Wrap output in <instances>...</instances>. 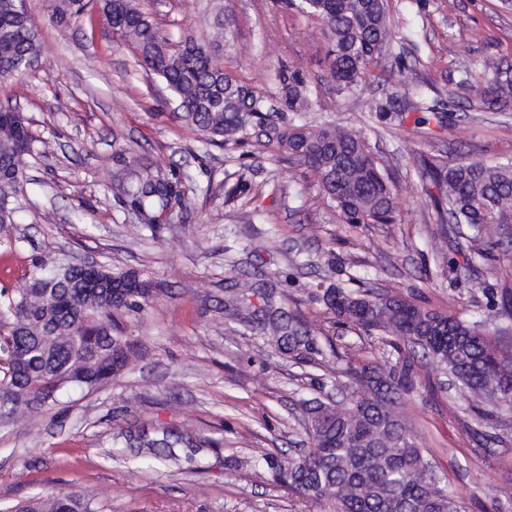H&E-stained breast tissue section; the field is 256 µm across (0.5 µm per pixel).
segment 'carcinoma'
Instances as JSON below:
<instances>
[{
	"mask_svg": "<svg viewBox=\"0 0 512 512\" xmlns=\"http://www.w3.org/2000/svg\"><path fill=\"white\" fill-rule=\"evenodd\" d=\"M285 9L317 17L332 42L329 55L336 91L363 92L370 69L396 38L388 0H281ZM112 25L135 45L141 66L158 75L178 103L179 119L204 133L214 144L243 148L256 141L275 145L288 157L310 167L319 190L343 224H393L396 186L391 173L358 132L333 122L318 125L287 117L312 107L308 80L297 68L279 66L277 99L254 91L240 79L215 68L205 45L187 40L177 48L152 17L133 0H103ZM41 46L32 23L20 18L15 0H0V78L15 75V60L38 55ZM402 90L374 99L370 111L378 120L402 126L413 118L416 131L440 120L426 102L425 84L416 70L399 71ZM472 99L488 112L512 107V66L484 62L467 85ZM31 140L26 125L0 119V159L9 162L20 144ZM421 178L437 189L433 196L439 224H464L468 248L500 244L501 227L512 224V162L487 164L462 158L447 163L423 160ZM15 188L8 173L0 175V205L15 211ZM127 205L141 224L151 227L163 214L191 206L183 178L174 170L142 164L123 188ZM105 277L132 276L138 287L122 295L103 289L85 296L67 288L74 279L70 264L49 270L32 261L24 284L0 290V332L25 356L16 367L0 366V418L15 415V404L34 409L57 401L68 387L95 389L123 372L136 349L115 330L114 317L142 310L158 291L134 269L103 266ZM255 283L240 280L224 301L232 322L253 323L279 349L309 345V331L285 309L274 288L260 292L263 305L249 297ZM338 321L367 333L398 336L420 347L438 367L450 373L457 398L469 406L503 404L512 409V387L502 384L500 357L512 355V326L496 327L499 348L486 340L490 318L469 320L440 312L400 296L330 285L315 292ZM415 366L402 353L382 365L352 374L356 389L346 403L320 402L310 408V448L284 463L266 460L286 487L330 507V512H461L459 501L441 485L425 451L409 435L398 411V399L415 386ZM126 447L177 463L178 448H205L214 441L181 425L146 426L117 434ZM12 512H99L97 502L78 491L32 498Z\"/></svg>",
	"mask_w": 512,
	"mask_h": 512,
	"instance_id": "carcinoma-1",
	"label": "carcinoma"
}]
</instances>
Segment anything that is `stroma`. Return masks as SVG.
I'll return each mask as SVG.
<instances>
[{"label":"stroma","instance_id":"1","mask_svg":"<svg viewBox=\"0 0 512 512\" xmlns=\"http://www.w3.org/2000/svg\"><path fill=\"white\" fill-rule=\"evenodd\" d=\"M53 21L58 0H26L40 61L0 81V106L26 118L31 150L11 224L0 228V288L20 285L33 259L133 268L159 284L141 312L119 316L138 356L95 390L0 421V512L34 495L75 488L103 512H326L281 486L266 457L286 461L307 446L305 401H347V378L392 353L398 337L336 322L315 301L317 286L358 278L362 288L404 296L442 312L482 318L512 288V256L471 258L456 226L440 230L418 158L512 159V110L485 112L462 85L487 58L512 64V10L499 0H389L397 37L360 98L338 95L322 22L273 0H138L171 45L203 43L213 64L255 90L274 92L273 73L303 70L314 107L307 122L333 120L361 132L390 166L397 221L343 224L307 166L258 144H211L173 115L164 82L114 33L101 0ZM421 62L437 90L442 124L370 119L371 98L396 89L398 63ZM188 176L194 208L138 224L120 192L138 163ZM251 189L234 201L225 184ZM247 278L274 282L310 346L280 351L224 320V290ZM417 384L399 405L463 512H512V410L480 419L449 378L415 361ZM184 425L215 440L193 463L132 457L115 439L135 426Z\"/></svg>","mask_w":512,"mask_h":512}]
</instances>
